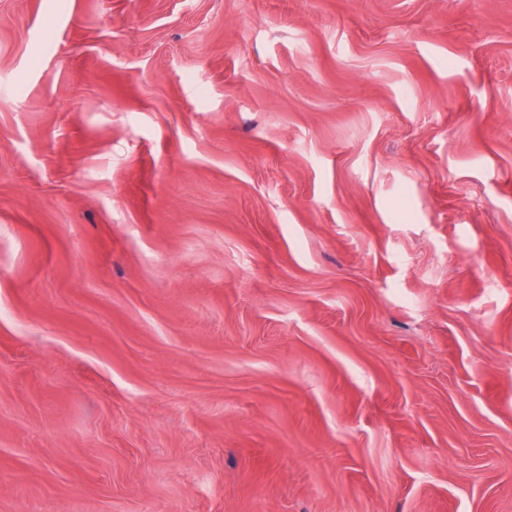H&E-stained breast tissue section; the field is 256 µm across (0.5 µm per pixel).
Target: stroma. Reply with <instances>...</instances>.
I'll list each match as a JSON object with an SVG mask.
<instances>
[{"label": "stroma", "mask_w": 512, "mask_h": 512, "mask_svg": "<svg viewBox=\"0 0 512 512\" xmlns=\"http://www.w3.org/2000/svg\"><path fill=\"white\" fill-rule=\"evenodd\" d=\"M0 512H512V0H0Z\"/></svg>", "instance_id": "35a3bbf8"}]
</instances>
